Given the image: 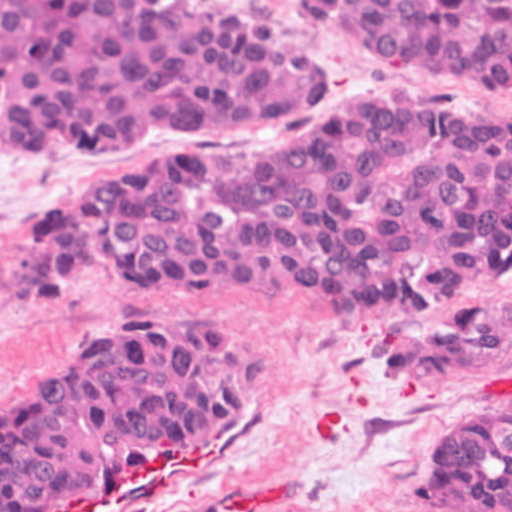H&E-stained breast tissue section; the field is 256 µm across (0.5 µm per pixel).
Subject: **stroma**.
Returning <instances> with one entry per match:
<instances>
[{"label": "stroma", "mask_w": 512, "mask_h": 512, "mask_svg": "<svg viewBox=\"0 0 512 512\" xmlns=\"http://www.w3.org/2000/svg\"><path fill=\"white\" fill-rule=\"evenodd\" d=\"M265 23L287 48L308 53L327 72L330 94L311 111L272 127L175 133L153 130L118 152L82 154L59 143L37 153L0 147V410L73 364L83 348L129 322L206 324L220 329L241 360L256 364L243 390L245 412L215 440L222 459L201 460L140 512H226L251 491L276 490L268 512H432L415 494L428 477L431 448L458 423L491 412L502 397L491 379L512 378V347L490 363L415 379L391 368L385 341L423 338L463 307L512 304V277L467 282L445 305L422 312L334 314L296 288L143 289L103 259L50 296L24 293L14 277L28 253L31 226L50 208L76 202L97 181L152 160L193 151L252 158L299 136L357 97L401 89L414 99L450 97L476 114L512 113V95L475 82L394 67L331 24L303 19L298 0H205ZM334 431H316L323 415Z\"/></svg>", "instance_id": "obj_1"}]
</instances>
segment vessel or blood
I'll use <instances>...</instances> for the list:
<instances>
[{
    "label": "vessel or blood",
    "mask_w": 512,
    "mask_h": 512,
    "mask_svg": "<svg viewBox=\"0 0 512 512\" xmlns=\"http://www.w3.org/2000/svg\"><path fill=\"white\" fill-rule=\"evenodd\" d=\"M199 462V454L192 450L176 451L154 458L128 470L101 494L64 497L58 512H135L140 501L139 491L161 493L174 474L188 472L196 468Z\"/></svg>",
    "instance_id": "obj_1"
}]
</instances>
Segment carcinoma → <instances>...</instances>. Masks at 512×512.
<instances>
[{"label":"carcinoma","instance_id":"cac0c4a2","mask_svg":"<svg viewBox=\"0 0 512 512\" xmlns=\"http://www.w3.org/2000/svg\"><path fill=\"white\" fill-rule=\"evenodd\" d=\"M202 2L0 0V147L117 152L152 130L275 125L324 100L311 56ZM299 14L392 66L512 94V0H299ZM31 241L17 279L37 296L104 258L139 288L283 286L346 318L422 312L468 280L512 276V115L362 96L247 161L184 152L100 180L45 211ZM503 311L461 308L387 364L422 379L499 353L512 341ZM462 336L477 340L465 349ZM253 376L210 326L129 323L93 340L0 411V512H55L67 494L104 492L116 473L230 430ZM505 422L512 412L460 422L428 464L485 512H512V488L492 492L462 458L511 446Z\"/></svg>","mask_w":512,"mask_h":512}]
</instances>
